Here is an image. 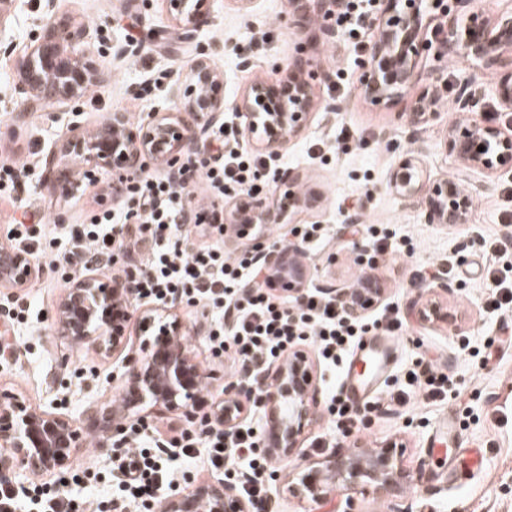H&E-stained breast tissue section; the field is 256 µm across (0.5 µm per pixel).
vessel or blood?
Listing matches in <instances>:
<instances>
[{"mask_svg": "<svg viewBox=\"0 0 512 512\" xmlns=\"http://www.w3.org/2000/svg\"><path fill=\"white\" fill-rule=\"evenodd\" d=\"M400 346L396 336L371 337L351 355L342 386L352 398L364 399L390 370ZM434 440L448 459V477L480 470L484 457L479 449L470 447L459 431L454 416H445L437 426Z\"/></svg>", "mask_w": 512, "mask_h": 512, "instance_id": "1", "label": "vessel or blood"}]
</instances>
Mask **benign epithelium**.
<instances>
[{
    "label": "benign epithelium",
    "mask_w": 512,
    "mask_h": 512,
    "mask_svg": "<svg viewBox=\"0 0 512 512\" xmlns=\"http://www.w3.org/2000/svg\"><path fill=\"white\" fill-rule=\"evenodd\" d=\"M174 27L191 38L210 14L211 0H163ZM423 0H382L377 30L361 62L360 91L375 105L390 106L401 100L423 80L420 61L432 59L437 67L448 61V52L497 69L493 91L500 105L512 111V68L501 69L504 56H512V8L492 18L475 15L464 29L457 26L455 12L473 0H434L435 8L448 19L443 39L430 29L432 19L421 9ZM340 0H288L284 20L302 22L323 37L337 36L336 10ZM42 34L19 61L17 91L22 102H59L82 96L96 79V66L87 55L86 30L58 17L56 0H44L40 18ZM219 47L196 44V58L185 79L180 105L174 112L148 113L138 123L127 113L115 111L100 128L64 140L47 158L53 169L78 158L86 172H112V192L125 187L154 168L164 167L177 175L196 165L199 144L207 126L224 114V73L215 60ZM311 45L298 47L302 64L294 65L287 78L253 83L234 104L246 116V128L258 151L279 155L306 128L315 108L312 85L329 79L325 70L308 55ZM477 74L463 79L455 102L464 112L481 106L484 93L476 90ZM428 96L419 99L407 122L420 126L437 118ZM446 146L467 168L480 169L489 176L512 171V134L492 124L470 121L454 125ZM390 187L405 202L419 205L428 224L469 223L472 199L458 183L424 179L419 156L404 153L390 174ZM288 205H311L318 194L288 191ZM284 210L267 208L262 199L238 198L225 212L224 235L230 237L249 224H277ZM265 287L279 290L299 303L313 282L311 263L296 243L255 247ZM30 254L11 246H0V286L20 290L36 275ZM139 276L129 272L103 281L94 273L74 275L64 289L54 314L59 336L71 345L88 347L103 360L117 357L122 364L118 400L87 409L98 424L100 442L107 443L123 431V422L136 419L148 403L175 413L198 427L215 426L229 433L236 430L250 411L252 399L261 414L264 444L278 459H289L300 447L305 429L313 421L316 394V365L302 349L288 352L262 381L224 388V398L205 407L203 386L206 374L187 340L184 322L172 304H154L140 314L143 340L139 350L128 347L127 327L132 318L130 299ZM430 286L428 298L419 309L420 319L431 325L449 321L448 309L436 300ZM385 288L368 280L363 288L320 286V292L343 304L347 315L359 319L383 299ZM85 433L79 419L68 414L36 410L18 394L0 390V478L18 484L28 475L55 473L83 447ZM397 440L382 449L333 454L317 467L286 480V491L300 500L322 503L336 495V489H355L389 495L412 482V475L399 460ZM162 512H251L249 502L233 484L223 480L199 484L187 495L172 494L164 499Z\"/></svg>",
    "instance_id": "benign-epithelium-1"
}]
</instances>
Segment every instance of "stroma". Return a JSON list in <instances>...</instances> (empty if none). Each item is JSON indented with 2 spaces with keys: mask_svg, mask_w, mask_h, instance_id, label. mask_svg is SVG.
<instances>
[{
  "mask_svg": "<svg viewBox=\"0 0 512 512\" xmlns=\"http://www.w3.org/2000/svg\"><path fill=\"white\" fill-rule=\"evenodd\" d=\"M61 14L86 27L87 47L97 67V78L79 99L68 106L45 105L18 115L14 92L17 60L30 49L38 33L43 0H23L0 33V40L11 43V54L0 53V125L17 124L15 138L0 140V165L10 161L25 163L26 171L18 184H11L0 168V244H7L8 224L23 213L34 214L43 224L44 240L67 241L80 232L90 215L103 208L126 214L125 200H113L109 173L94 181L78 183L69 196L59 186L44 182L45 157L54 143L71 133V123L91 131L116 110L139 121L154 109L170 105L172 86L183 81L194 59V50L170 33L166 44L151 43L150 32L168 26L162 0H137L128 8L126 0H58ZM287 0H250L239 8L233 0H214L208 24L199 40L221 42L227 50L217 59L224 72V100L240 98L259 79H281L282 66L293 64L299 43L311 39L313 30L286 25L282 17ZM375 34L372 23H365L359 42L337 37L329 44H318L315 58L328 69V81L316 84L317 108L302 136L275 159L277 168L299 173V186L317 190L318 207L290 214L283 224H270L263 230L266 241L295 233L303 224H319L324 238L318 245L306 246L315 275L337 285L353 283L362 267L350 251L353 241L368 244L371 228L395 233L398 253L381 252L371 273L385 282L386 307L395 309L405 323L402 345L391 375L410 367L420 354H427L456 383L459 394L449 404H428L415 394L402 406L379 409L347 430H334L324 402H316L314 420L306 431V441L289 460L278 463L269 482L268 496L274 499L273 512H343L348 494L337 490L332 500L316 505L289 495L283 485L285 473L304 469L339 448L361 443L368 450L393 438L403 440L402 463L414 477L390 496L372 494L356 497V512H512V346L496 352L488 367H479L462 343L471 350L483 348L488 338L497 336L502 321H512V311L492 312L483 295L484 261L490 243L504 230L512 214V172L487 178L466 169L448 151L445 138L453 123L464 115L455 107L457 86L471 71L467 62L449 58L447 66L434 70L431 60L421 66L429 71L397 106L376 107L358 89L359 62ZM279 69H272V62ZM438 95L436 119L411 127L402 114L409 111L420 94ZM348 128L346 145L336 143L339 128ZM418 153L430 178H451L472 196L470 221L462 226L426 223L420 207L401 200L389 185L390 171L398 152ZM357 218L365 229L351 234L346 224ZM454 256L459 260L460 278L449 283L448 311L454 321L430 326L418 316L421 305L420 267ZM67 283L46 266H39L34 281L21 290L0 288V305L13 308L16 300L26 299L29 310L13 327L0 322V333L8 332L16 349L0 359V383L20 393L35 407L55 406L58 411L79 415L91 403L116 399L119 383L112 377L111 361L100 359L83 347L68 346L57 335L54 308ZM197 357L207 375L210 396L222 395L225 385L236 381L235 364L230 356H214L208 335L190 336ZM454 414L460 432L471 447L484 449L488 462L484 469L458 485H445L448 463L432 459L430 437L445 414ZM86 441L62 468V476L88 471L90 483L68 482L66 495L95 502L117 498L112 468L117 452L97 447L90 421H83ZM324 435L326 445L314 448L310 438ZM195 464L173 463L170 492L189 494L202 482L222 478L206 451H199Z\"/></svg>",
  "mask_w": 512,
  "mask_h": 512,
  "instance_id": "1",
  "label": "stroma"
}]
</instances>
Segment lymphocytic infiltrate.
I'll use <instances>...</instances> for the list:
<instances>
[{
	"instance_id": "1",
	"label": "lymphocytic infiltrate",
	"mask_w": 512,
	"mask_h": 512,
	"mask_svg": "<svg viewBox=\"0 0 512 512\" xmlns=\"http://www.w3.org/2000/svg\"><path fill=\"white\" fill-rule=\"evenodd\" d=\"M214 141L215 161L199 162L181 183L167 177H144L128 187V196L139 203L137 239L150 244L135 297L153 303L179 298L215 310L218 319L210 335L211 350L217 356L233 351L237 374L251 382L307 336L316 338L323 365L333 370L352 354L364 336L376 331L398 334L403 326L399 315L383 311L354 320L331 297L317 291L308 292L306 300L294 306L274 303L258 281L261 267L250 253L232 257L217 244L188 248L179 225L191 203L192 187L203 182L221 196L256 178L258 158L227 148L222 133H215ZM124 242V234L118 233L112 223L111 211L102 210L91 216L76 240L67 245L50 240L41 253L48 269L54 272L62 263L99 266L110 262L113 245ZM491 248L493 256L486 275L488 304L496 311L511 309L512 282L500 276L497 257L512 252V234L496 238ZM416 391L422 392L429 403L442 404L456 395L457 388L423 355L408 369L404 383L387 389L386 401L391 406L403 405ZM201 443L208 450L212 467H219L228 458L246 462L248 477L241 483L242 493L254 512H266L263 476L273 462L262 446L261 436L249 427L229 435L220 428L203 436L185 432L179 444L181 457L192 458ZM164 454L160 447H140L118 460L123 490L128 498L140 503L144 512H155L159 500L154 491L169 478Z\"/></svg>"
}]
</instances>
